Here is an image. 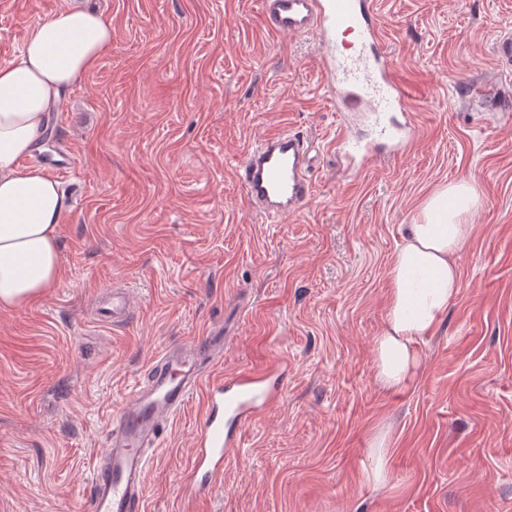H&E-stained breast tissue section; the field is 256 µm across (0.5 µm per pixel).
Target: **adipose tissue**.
<instances>
[{
	"instance_id": "ef3b65f1",
	"label": "adipose tissue",
	"mask_w": 512,
	"mask_h": 512,
	"mask_svg": "<svg viewBox=\"0 0 512 512\" xmlns=\"http://www.w3.org/2000/svg\"><path fill=\"white\" fill-rule=\"evenodd\" d=\"M112 44V25L78 4L58 10L27 37L19 61L0 67V306L35 301L61 276L57 228L69 210L58 182L24 159L38 147L48 115ZM481 199L463 179L433 191L409 225L388 269L376 377L404 389L417 375L420 342L432 335L459 291L457 263Z\"/></svg>"
}]
</instances>
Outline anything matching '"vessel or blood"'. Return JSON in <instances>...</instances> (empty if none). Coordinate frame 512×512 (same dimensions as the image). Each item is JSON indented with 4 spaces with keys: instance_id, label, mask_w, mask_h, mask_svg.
Here are the masks:
<instances>
[{
    "instance_id": "1",
    "label": "vessel or blood",
    "mask_w": 512,
    "mask_h": 512,
    "mask_svg": "<svg viewBox=\"0 0 512 512\" xmlns=\"http://www.w3.org/2000/svg\"><path fill=\"white\" fill-rule=\"evenodd\" d=\"M262 10L275 32L316 35L333 109L363 113L378 126L377 139L366 143L338 136L336 153L347 167L361 170L377 150L402 154L415 144L411 90L390 70L380 49L374 0H262ZM312 151L307 136L287 130L259 139L238 170L249 204L267 217L303 210L313 195ZM111 298V308L99 309L98 315L117 322L131 302L117 289ZM223 352L219 329L203 343L168 348L155 358L144 381L112 416L108 445L93 463L89 512H143L149 465L164 438V424L197 393L203 396V411L181 482L184 504L222 482L225 468L240 453L236 427L251 422L278 397L264 385L267 367L229 379L213 373Z\"/></svg>"
}]
</instances>
